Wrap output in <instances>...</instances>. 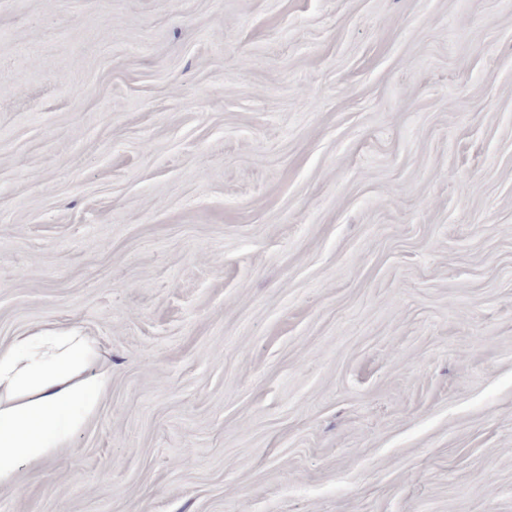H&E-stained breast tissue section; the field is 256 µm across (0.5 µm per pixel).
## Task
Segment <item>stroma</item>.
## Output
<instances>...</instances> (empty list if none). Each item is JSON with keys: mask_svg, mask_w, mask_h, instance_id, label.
I'll use <instances>...</instances> for the list:
<instances>
[{"mask_svg": "<svg viewBox=\"0 0 512 512\" xmlns=\"http://www.w3.org/2000/svg\"><path fill=\"white\" fill-rule=\"evenodd\" d=\"M108 384L0 512H512V0H0V348Z\"/></svg>", "mask_w": 512, "mask_h": 512, "instance_id": "35a3bbf8", "label": "stroma"}]
</instances>
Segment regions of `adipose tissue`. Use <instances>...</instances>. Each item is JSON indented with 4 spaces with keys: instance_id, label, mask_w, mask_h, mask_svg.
I'll use <instances>...</instances> for the list:
<instances>
[{
    "instance_id": "adipose-tissue-1",
    "label": "adipose tissue",
    "mask_w": 512,
    "mask_h": 512,
    "mask_svg": "<svg viewBox=\"0 0 512 512\" xmlns=\"http://www.w3.org/2000/svg\"><path fill=\"white\" fill-rule=\"evenodd\" d=\"M95 340L76 328L48 327L0 348V485L18 461L42 460L65 444L79 412L91 411L105 377L81 378Z\"/></svg>"
}]
</instances>
